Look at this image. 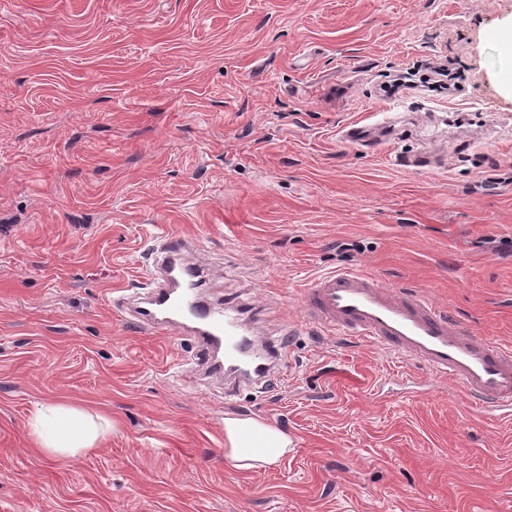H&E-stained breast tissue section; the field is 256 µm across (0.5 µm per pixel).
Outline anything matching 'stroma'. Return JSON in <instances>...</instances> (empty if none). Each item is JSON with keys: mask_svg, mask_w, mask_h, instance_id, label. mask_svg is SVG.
Returning a JSON list of instances; mask_svg holds the SVG:
<instances>
[{"mask_svg": "<svg viewBox=\"0 0 512 512\" xmlns=\"http://www.w3.org/2000/svg\"><path fill=\"white\" fill-rule=\"evenodd\" d=\"M511 29L512 0H0V512L512 501V426L448 381L308 327L273 391L229 394L112 306L178 233L265 335L351 267L512 344ZM44 403L96 419L94 449H42ZM228 414L294 450L226 468Z\"/></svg>", "mask_w": 512, "mask_h": 512, "instance_id": "1", "label": "stroma"}]
</instances>
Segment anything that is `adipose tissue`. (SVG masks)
<instances>
[{
	"mask_svg": "<svg viewBox=\"0 0 512 512\" xmlns=\"http://www.w3.org/2000/svg\"><path fill=\"white\" fill-rule=\"evenodd\" d=\"M41 445L49 453L75 457L91 450L97 426L83 414L60 406H43L36 413ZM291 438L262 417L224 418V463L238 471L277 464L291 452Z\"/></svg>",
	"mask_w": 512,
	"mask_h": 512,
	"instance_id": "1",
	"label": "adipose tissue"
}]
</instances>
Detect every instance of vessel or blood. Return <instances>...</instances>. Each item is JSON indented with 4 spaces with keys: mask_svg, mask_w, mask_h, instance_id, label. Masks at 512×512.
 I'll use <instances>...</instances> for the list:
<instances>
[{
    "mask_svg": "<svg viewBox=\"0 0 512 512\" xmlns=\"http://www.w3.org/2000/svg\"><path fill=\"white\" fill-rule=\"evenodd\" d=\"M190 249L180 235L154 245L151 288L133 322L197 337L201 362L223 353L237 384L256 395L269 392L288 359V329L255 336L246 305L207 303L204 270L189 259ZM301 309L302 323L416 362L431 376L453 382L481 414L499 424L512 421V346L477 335L429 297L345 268L314 278L302 293Z\"/></svg>",
    "mask_w": 512,
    "mask_h": 512,
    "instance_id": "obj_1",
    "label": "vessel or blood"
}]
</instances>
